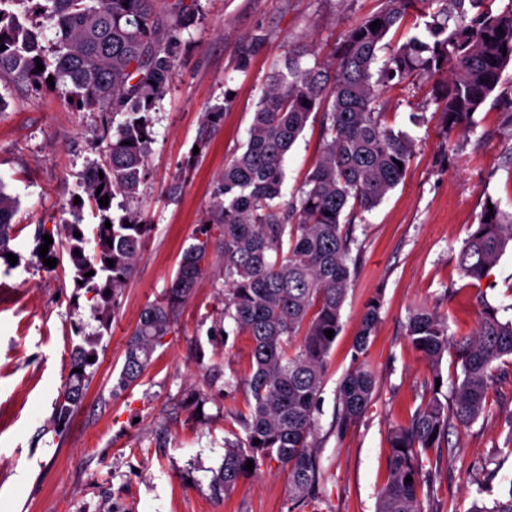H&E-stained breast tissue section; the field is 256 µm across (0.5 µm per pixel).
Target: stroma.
<instances>
[{
	"mask_svg": "<svg viewBox=\"0 0 512 512\" xmlns=\"http://www.w3.org/2000/svg\"><path fill=\"white\" fill-rule=\"evenodd\" d=\"M200 4L205 18L177 51L173 84L153 114L147 179L132 203L153 229L107 322L94 317L90 293L34 252L37 226L74 216L70 200L81 193L85 170L104 161V119L71 109L65 85L33 90L0 82V187L19 201L12 220L19 258L13 265L0 259V512H289L287 478L276 463L262 465L229 494L211 485L225 439L242 431L238 418L250 399L243 382L252 371L249 337L222 333L212 276L181 307L143 379L122 394L112 387L141 311L170 286L216 175L246 143L268 75L290 50L326 55L384 0ZM258 28L268 39L239 70ZM228 92L232 105L206 148L194 153L202 113ZM437 92L436 80L426 78L381 92L385 125L411 136L415 151L401 183L350 226L357 266L315 413L320 512H375L387 478L388 432L430 396L431 370L406 336L411 312L427 307L447 317L450 335L468 336L482 303L512 305L511 251L479 283L457 265L485 201L512 215V65L473 115L469 135L444 134ZM415 113L423 125L412 123ZM321 143L320 120L310 118L285 158L286 193L301 185ZM176 178L183 188L173 201L166 188ZM376 294L379 320L357 357L353 341ZM82 339L96 340L97 359L81 406L58 426L55 403L70 350ZM357 358L374 373L376 388L364 416L340 434L336 389ZM495 367L501 376L485 414L449 433L450 456L422 492L424 507L434 512H470L473 502L512 493V371L501 361ZM191 386L210 396L198 413L181 405Z\"/></svg>",
	"mask_w": 512,
	"mask_h": 512,
	"instance_id": "1",
	"label": "stroma"
}]
</instances>
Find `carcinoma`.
Masks as SVG:
<instances>
[{
  "label": "carcinoma",
  "mask_w": 512,
  "mask_h": 512,
  "mask_svg": "<svg viewBox=\"0 0 512 512\" xmlns=\"http://www.w3.org/2000/svg\"><path fill=\"white\" fill-rule=\"evenodd\" d=\"M154 2L0 0V81L37 90L51 77L56 85L70 86V106L76 111L122 117L112 128L107 160L91 166L83 179L84 194L100 214L93 239L81 224L42 230L56 235L47 256L66 258L74 288L98 297L94 312L102 322L118 304L151 229L138 211L125 208L115 216L113 200L139 196L153 141L152 113L172 85L184 33L202 16L199 3L174 0L161 18ZM413 2L385 0L381 11L349 29L323 61L310 63L305 52H288L284 68L269 76L246 144L216 179L196 242L183 252L170 287L144 308L127 342L115 392L141 381L202 277L209 272L222 280V318L252 343V373L244 380L251 400L241 418L245 436L224 440V460L213 476L226 493L274 461L287 476L291 501L310 505L320 498L314 412L334 343L325 331L339 334L351 285L355 239L346 225L398 186L414 152L408 136L382 124L380 91L446 74L448 81L436 96L437 112L446 132L465 130L512 61V8L469 15L486 0H444L445 7L420 35L380 59L384 40ZM45 20L55 29L52 61L42 43ZM374 21L378 28L373 30ZM231 104L226 93L224 104L202 113L198 148L206 147ZM314 113L322 117V145L298 194L286 200L283 162ZM104 195L109 202L101 206ZM17 206L0 183V258L13 252L11 220ZM509 248L512 220H505L494 203L481 211L459 251L458 266L466 277L481 281ZM107 258L113 266H107ZM91 270L94 275L85 276ZM380 308L377 296L366 305L353 342L356 359ZM406 336L432 366L433 379L441 378L438 367L447 354L460 374L449 402L441 401L433 384L429 400L409 425L389 431L388 476L376 512H424L421 490L435 481L438 470L424 469L422 455L433 452L440 462L449 429L466 430L486 411L496 380L492 365L512 356V318L488 304L470 336H449L448 319L426 308L412 315ZM90 356L96 349L88 339L71 350L72 371L56 407L59 425L82 403L87 374L77 369L91 366ZM374 390L375 376L364 364L348 371L336 392L340 430L365 414ZM250 460L251 472L245 470ZM408 476L412 482L407 484Z\"/></svg>",
  "instance_id": "obj_1"
}]
</instances>
